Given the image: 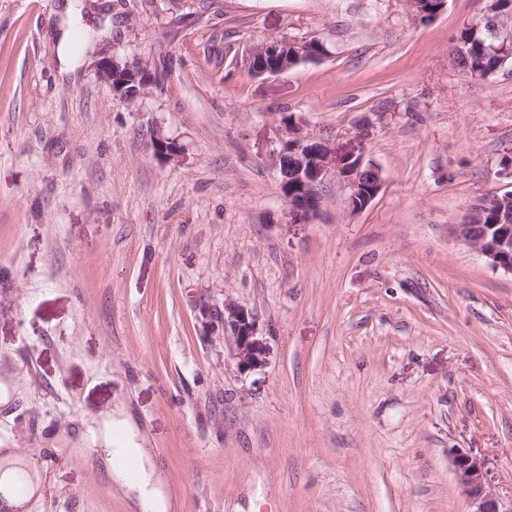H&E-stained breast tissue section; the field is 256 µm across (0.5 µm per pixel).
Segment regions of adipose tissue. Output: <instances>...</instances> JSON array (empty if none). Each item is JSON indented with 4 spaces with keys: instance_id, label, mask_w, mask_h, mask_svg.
Masks as SVG:
<instances>
[{
    "instance_id": "obj_1",
    "label": "adipose tissue",
    "mask_w": 512,
    "mask_h": 512,
    "mask_svg": "<svg viewBox=\"0 0 512 512\" xmlns=\"http://www.w3.org/2000/svg\"><path fill=\"white\" fill-rule=\"evenodd\" d=\"M117 419L108 415L102 419L100 455L108 463L112 480L117 491L134 496L140 512H169L171 502L166 496L164 479L151 460L147 448L142 447L136 436H129L125 448L112 445V426ZM133 458L137 463L135 476H127L118 466L119 457Z\"/></svg>"
}]
</instances>
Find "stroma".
<instances>
[{"label": "stroma", "instance_id": "stroma-1", "mask_svg": "<svg viewBox=\"0 0 512 512\" xmlns=\"http://www.w3.org/2000/svg\"><path fill=\"white\" fill-rule=\"evenodd\" d=\"M63 2L0 0V448L41 478L27 512H137L98 455L107 412L174 512H471L452 448L512 497V276L451 233L512 190V70L452 55L488 0L428 21L405 0H77L70 76ZM311 38L321 59L244 65ZM113 51L145 94L97 78ZM285 116L380 168L365 210L332 178L291 216ZM227 299L258 317L245 375L202 315ZM313 41H317V39L258 43L251 48L248 54V71L256 77L278 75L302 61L321 58L320 54L312 51L311 44ZM268 57H270L269 63H267ZM277 57L278 59H276ZM96 74L120 98L132 99L144 94L151 76L144 66H133L116 53L104 54L97 62ZM129 85L133 88L126 89ZM178 144L167 137L162 130L156 129L151 138L150 147L156 157L171 161L180 157L181 151Z\"/></svg>", "mask_w": 512, "mask_h": 512}]
</instances>
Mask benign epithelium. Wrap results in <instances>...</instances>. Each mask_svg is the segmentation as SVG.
<instances>
[{
    "instance_id": "obj_1",
    "label": "benign epithelium",
    "mask_w": 512,
    "mask_h": 512,
    "mask_svg": "<svg viewBox=\"0 0 512 512\" xmlns=\"http://www.w3.org/2000/svg\"><path fill=\"white\" fill-rule=\"evenodd\" d=\"M484 20L497 40L507 44L512 42L511 25H504L499 18L488 15ZM312 43L311 39L261 42L253 46L248 54V71L256 77L278 75L302 61L318 59L320 55L312 51ZM96 74L112 88L115 95L123 99L143 94L151 82L147 68L130 65L115 53L100 57ZM150 147L155 156L168 161L179 158L181 154L177 143L160 129L153 132ZM289 153L299 165L296 178L301 188V191L293 193L283 188L289 213L294 217L315 211L319 188L332 175L348 186L347 204L354 213L365 209L382 190L384 180L377 166H371L372 176L365 183L361 181L362 158L340 155L329 142L322 139H296L293 137V125L287 121L279 147L270 152L273 165L280 167L282 159ZM492 204L495 205L492 224V228L496 229L495 235L477 237L471 232L475 223L482 221V217L489 212V204L485 201L473 205L461 223L452 225V234L480 255L491 269L512 275V192L496 195ZM213 313L219 316L224 340L234 351L239 372L246 374L260 367L262 350L256 336L255 315L229 299L224 300V304L214 312H206V315ZM448 458L458 487L474 506L472 512H512V502L506 505L487 491V471L483 461L459 448L448 449Z\"/></svg>"
}]
</instances>
